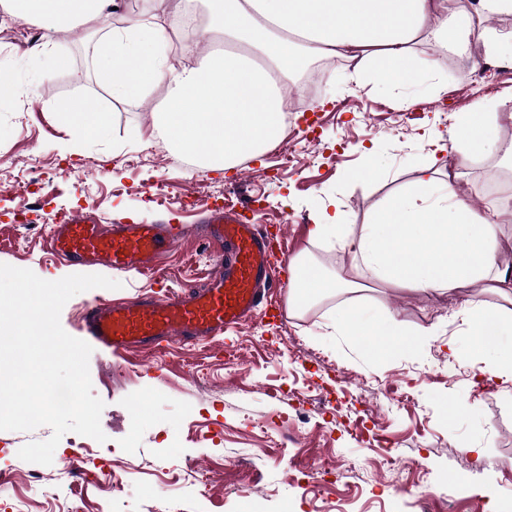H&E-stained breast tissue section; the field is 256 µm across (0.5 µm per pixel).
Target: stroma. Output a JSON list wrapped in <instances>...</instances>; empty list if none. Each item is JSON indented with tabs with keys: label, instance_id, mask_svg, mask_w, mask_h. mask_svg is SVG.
<instances>
[{
	"label": "stroma",
	"instance_id": "stroma-1",
	"mask_svg": "<svg viewBox=\"0 0 512 512\" xmlns=\"http://www.w3.org/2000/svg\"><path fill=\"white\" fill-rule=\"evenodd\" d=\"M36 31L15 23L0 28V68L21 79L24 92L0 110V264L55 281L74 266L44 247L47 225L68 214L94 211L103 224L199 223L207 210L247 200L262 233L285 234L289 258H313L323 271L344 275L352 257L312 245L309 230L322 210H341L348 223L367 222L374 205L403 188L427 160L433 136L448 139L456 113L512 93V68L468 82L482 51L454 49L438 57L427 43L415 48L423 72L410 110L394 108L348 78L352 63L336 62L318 88L315 108L300 113L292 133L295 161L279 167L274 152L217 172L170 150L129 136L150 135L153 93L135 106L112 99L98 79L90 36L60 35L57 49L70 67L44 80L25 51ZM444 84L446 93L436 92ZM97 100L108 112L103 137L68 142L53 104L63 97ZM381 153L385 178L359 184L350 176L363 151ZM457 169L464 193L499 182L512 190V173L496 156L463 160L453 147L438 157ZM212 257L193 239L180 242L154 275L122 274L117 289L93 288L72 297L60 322L75 334L84 304L141 293L166 295L199 285ZM371 298L410 330L431 329L420 349L375 356L367 343L333 332L330 318L351 295L328 296L303 312L270 310L236 331L194 346L114 362L89 359L93 393L102 399L106 443L84 447L82 435L60 440L51 465L23 461L19 449L48 439L52 430L0 432V512H487L494 492L512 512V388L479 374L468 354L448 359V339L464 335L468 302L501 298L478 282L466 290L415 292L377 287ZM468 404L464 413L447 405ZM477 443L482 460L467 451ZM391 449L402 465L391 471ZM92 460L73 473V454ZM123 486L112 489L113 472Z\"/></svg>",
	"mask_w": 512,
	"mask_h": 512
}]
</instances>
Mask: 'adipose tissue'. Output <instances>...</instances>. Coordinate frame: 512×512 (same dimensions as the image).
<instances>
[{"instance_id": "1", "label": "adipose tissue", "mask_w": 512, "mask_h": 512, "mask_svg": "<svg viewBox=\"0 0 512 512\" xmlns=\"http://www.w3.org/2000/svg\"><path fill=\"white\" fill-rule=\"evenodd\" d=\"M146 12L121 26L107 18L117 0H0V27L21 22L41 32L29 52L63 69L58 36L74 28L92 34L96 73L119 102L134 104L154 91V129L174 150L223 170L265 154L281 142L285 90L309 60H354L358 86L395 92V105L412 103L419 85L412 48L421 41L441 48L480 47L512 59V31L492 21L512 14V0H479L477 9L448 0H200L204 20L188 27L173 0H149ZM72 140L104 133L107 113L90 99L68 97L54 105ZM512 118V94L457 113L451 139L470 159L497 155L512 162V142L501 139V122ZM459 174L434 162L413 182L382 200L367 224L352 228L342 211L324 213L309 236L338 246L356 262L351 276L308 275L293 260L289 301L300 307L326 294L367 291L370 283L415 291H452L492 282L504 304L466 310L472 352L484 373L512 383V268L500 266L497 248L512 222V196L486 199L473 208L459 192ZM333 325L339 335L376 331L385 350L407 348L406 331L392 314L369 327L357 305L341 307Z\"/></svg>"}]
</instances>
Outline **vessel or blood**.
<instances>
[{
  "mask_svg": "<svg viewBox=\"0 0 512 512\" xmlns=\"http://www.w3.org/2000/svg\"><path fill=\"white\" fill-rule=\"evenodd\" d=\"M182 233L170 224H101L86 212L51 225L45 245L65 263L94 272L143 275L158 267ZM193 234L218 247L204 287L163 298L93 299L78 323L83 339L116 359L173 344L196 345L274 305L287 287L286 244H272L241 211L213 210L206 223L195 225Z\"/></svg>",
  "mask_w": 512,
  "mask_h": 512,
  "instance_id": "obj_1",
  "label": "vessel or blood"
}]
</instances>
